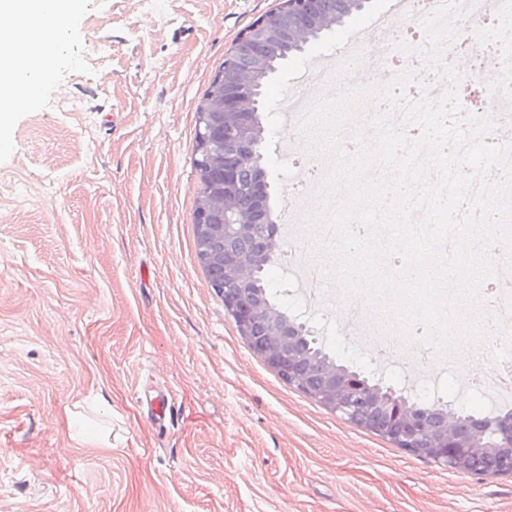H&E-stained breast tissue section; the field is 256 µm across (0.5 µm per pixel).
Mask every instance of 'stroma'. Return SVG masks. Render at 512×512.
<instances>
[{
	"label": "stroma",
	"instance_id": "35a3bbf8",
	"mask_svg": "<svg viewBox=\"0 0 512 512\" xmlns=\"http://www.w3.org/2000/svg\"><path fill=\"white\" fill-rule=\"evenodd\" d=\"M279 0H78L43 93L0 147V512H512V475L449 470L288 384L239 336L195 250L196 106ZM369 0L288 57L263 94L270 203L288 201L282 101L359 39ZM297 317L337 364V309ZM173 403L157 415L150 399Z\"/></svg>",
	"mask_w": 512,
	"mask_h": 512
}]
</instances>
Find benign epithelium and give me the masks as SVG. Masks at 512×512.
<instances>
[{"label": "benign epithelium", "instance_id": "benign-epithelium-1", "mask_svg": "<svg viewBox=\"0 0 512 512\" xmlns=\"http://www.w3.org/2000/svg\"><path fill=\"white\" fill-rule=\"evenodd\" d=\"M366 3L367 0H341V14L333 21L315 16L305 25L288 26V46H298L318 31L341 24ZM277 29V25L264 19L246 35L265 44L273 56L280 51L278 39L273 36ZM267 64L268 58L259 57L249 68L236 72L231 81L218 85L204 115L206 129L202 137L216 145L207 154L206 163L222 169L224 182L211 188L199 217L197 259L201 264L221 259L212 251L214 237L224 234L248 240L254 237L259 225L266 223V214L259 206L248 218L242 214L240 197L248 187L241 186L239 175L246 167L258 176L265 174L263 154L259 151L263 138L255 106L259 81ZM254 266L253 259L225 261L226 279L232 290L222 295L236 305L234 321L242 337H248L254 324H263L265 339L258 344L256 354L271 367L291 369L301 361L298 344L287 336L281 319L256 300ZM310 392L323 406L346 418L356 419L362 414L373 417L383 436L396 439L409 452L425 453L457 472L462 471L466 462L473 464L467 473L474 475L487 476L496 468L512 470L500 455V449L512 447L511 424L498 429V437L489 441L482 432L470 429L469 420L449 405L442 406L439 424H426L408 408L400 392L381 382L363 381L358 374L336 364L321 368Z\"/></svg>", "mask_w": 512, "mask_h": 512}]
</instances>
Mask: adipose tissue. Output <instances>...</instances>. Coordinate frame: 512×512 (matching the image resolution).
<instances>
[{"label": "adipose tissue", "instance_id": "1", "mask_svg": "<svg viewBox=\"0 0 512 512\" xmlns=\"http://www.w3.org/2000/svg\"><path fill=\"white\" fill-rule=\"evenodd\" d=\"M76 0H0V105L22 110L34 89L48 78L47 61L53 44L26 37L31 25L56 31L68 19Z\"/></svg>", "mask_w": 512, "mask_h": 512}]
</instances>
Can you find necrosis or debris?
<instances>
[{
  "mask_svg": "<svg viewBox=\"0 0 512 512\" xmlns=\"http://www.w3.org/2000/svg\"><path fill=\"white\" fill-rule=\"evenodd\" d=\"M465 19L482 27L485 35L477 45L465 34H458L445 50L446 56H459L466 61L464 77L458 84L459 100L468 102L473 91H480L484 103L482 116L490 118L496 127L511 126L512 50L497 41L494 34L512 24V0H478ZM385 66L395 73L407 68L418 70V82L409 85L404 92L406 100L435 98L444 88L439 76L423 69L420 57L415 54L393 56L386 60ZM279 231L288 242L282 265L294 285L288 294V305L298 308L307 302L310 294L319 293L322 279L320 274L311 271L312 255L299 240L298 227L283 224ZM491 254L500 272L482 283L480 293L501 330L506 331L512 329V277L505 275L504 270L512 266V255L499 245L492 247ZM352 332L356 356L369 358L386 368L410 372L419 387V397H426L428 392L427 371L442 361L452 367L466 389L488 396L489 413L512 409V355L494 363L489 371L466 368L460 360L441 358L432 348L421 345L425 334L421 327L414 330L415 343L408 345L367 316L354 325Z\"/></svg>",
  "mask_w": 512,
  "mask_h": 512,
  "instance_id": "necrosis-or-debris-1",
  "label": "necrosis or debris"
}]
</instances>
